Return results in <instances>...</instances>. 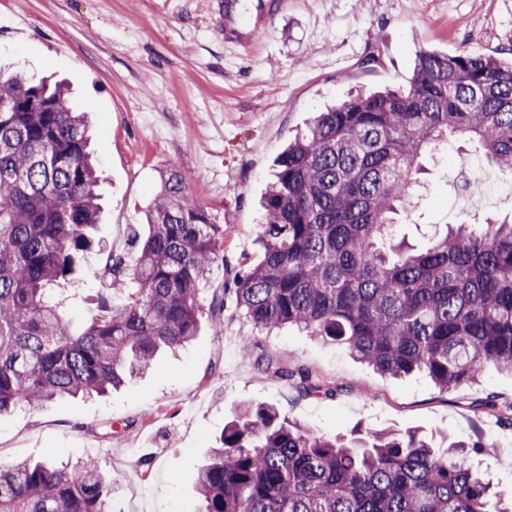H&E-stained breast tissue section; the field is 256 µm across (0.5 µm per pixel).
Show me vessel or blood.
Listing matches in <instances>:
<instances>
[{
    "mask_svg": "<svg viewBox=\"0 0 512 512\" xmlns=\"http://www.w3.org/2000/svg\"><path fill=\"white\" fill-rule=\"evenodd\" d=\"M288 4L289 0H218L225 44L238 56L253 55Z\"/></svg>",
    "mask_w": 512,
    "mask_h": 512,
    "instance_id": "b4317fda",
    "label": "vessel or blood"
}]
</instances>
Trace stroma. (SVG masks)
Segmentation results:
<instances>
[{
    "label": "stroma",
    "mask_w": 512,
    "mask_h": 512,
    "mask_svg": "<svg viewBox=\"0 0 512 512\" xmlns=\"http://www.w3.org/2000/svg\"><path fill=\"white\" fill-rule=\"evenodd\" d=\"M216 0H0V68L37 80L67 79L91 120L102 178L98 250L66 285L78 296L74 327L97 309L94 276L107 251L131 234L164 171L192 178L195 201L224 227V256L257 264L260 202L288 140L325 106L358 92L408 87L420 49L465 50L512 60V12L504 0H296L263 51L241 58L225 46ZM379 61L363 63L368 54ZM486 177L464 195L460 157ZM425 172L399 236L426 248L435 232L474 212L512 214V174L489 167L476 142L450 139ZM251 352H244V343ZM262 353L300 366L321 386L305 393L262 373ZM333 394H324V387ZM512 404V373L442 391L421 375L394 378L339 345L297 328L257 332L234 307L215 333L208 316L189 346L103 398H60L0 417V464L55 458L97 461L112 479L111 512H197L198 474L236 411L276 406L290 422L330 437L417 429L482 443L472 468L512 492V427L475 401ZM149 466H141V459Z\"/></svg>",
    "instance_id": "stroma-1"
}]
</instances>
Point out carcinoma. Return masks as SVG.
Returning <instances> with one entry per match:
<instances>
[{
	"instance_id": "carcinoma-1",
	"label": "carcinoma",
	"mask_w": 512,
	"mask_h": 512,
	"mask_svg": "<svg viewBox=\"0 0 512 512\" xmlns=\"http://www.w3.org/2000/svg\"><path fill=\"white\" fill-rule=\"evenodd\" d=\"M450 137L477 140L512 172V62L419 52L406 90L352 95L313 117L275 161L254 266L224 259V225L171 167L132 255L96 277L99 311L79 331L59 285L85 262L98 224L99 177L85 113L62 83L0 75V415L57 397L101 396L198 333L201 285L214 332L226 297L262 332L296 326L392 377L446 391L482 370L512 371V219L450 224L419 251L393 245L418 159ZM261 371L306 392L336 391L260 354ZM476 408L512 426V405ZM481 443L439 450L416 431L346 442L244 406L198 477L203 512H508L469 464ZM112 483L93 460L77 472L49 458L0 464V512H109Z\"/></svg>"
}]
</instances>
